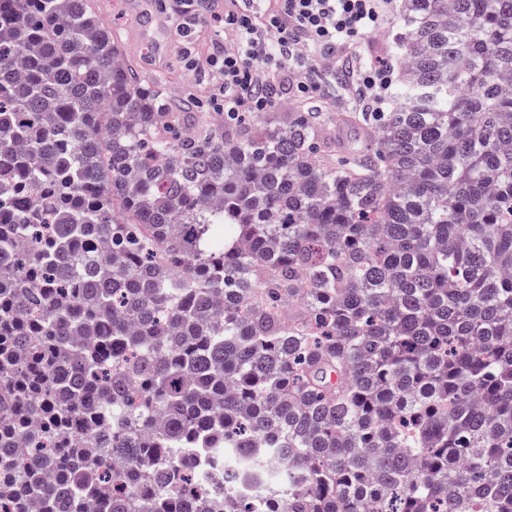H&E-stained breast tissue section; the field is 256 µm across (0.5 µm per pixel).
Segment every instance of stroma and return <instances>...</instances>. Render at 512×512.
Listing matches in <instances>:
<instances>
[{
  "label": "stroma",
  "mask_w": 512,
  "mask_h": 512,
  "mask_svg": "<svg viewBox=\"0 0 512 512\" xmlns=\"http://www.w3.org/2000/svg\"><path fill=\"white\" fill-rule=\"evenodd\" d=\"M228 3L229 0H200L204 19L188 30L180 27L177 16L163 0H94V10L108 23L142 82L158 81L162 91L177 92L180 100L193 102L196 111L201 112L205 106L200 99L213 77L209 58L222 44V18ZM392 29L388 23L355 38L349 48L337 53L316 93L277 101L268 109L267 119L277 124L288 112H319L344 145L364 138V130L348 121L360 106L344 70H357L369 63L386 64Z\"/></svg>",
  "instance_id": "stroma-1"
}]
</instances>
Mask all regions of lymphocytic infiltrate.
Here are the masks:
<instances>
[{"mask_svg": "<svg viewBox=\"0 0 512 512\" xmlns=\"http://www.w3.org/2000/svg\"><path fill=\"white\" fill-rule=\"evenodd\" d=\"M393 0H234L224 12L229 46L209 59L216 74L206 91L218 112H263L289 87L306 96L320 82L321 62L352 38L383 25ZM358 97L381 111L391 85L387 68L373 64L356 75Z\"/></svg>", "mask_w": 512, "mask_h": 512, "instance_id": "f902f5d3", "label": "lymphocytic infiltrate"}]
</instances>
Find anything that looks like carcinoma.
I'll use <instances>...</instances> for the list:
<instances>
[{"instance_id":"obj_1","label":"carcinoma","mask_w":512,"mask_h":512,"mask_svg":"<svg viewBox=\"0 0 512 512\" xmlns=\"http://www.w3.org/2000/svg\"><path fill=\"white\" fill-rule=\"evenodd\" d=\"M397 13L335 159L317 112L175 111L91 0H0V512H211L200 452L222 512H512V0Z\"/></svg>"}]
</instances>
